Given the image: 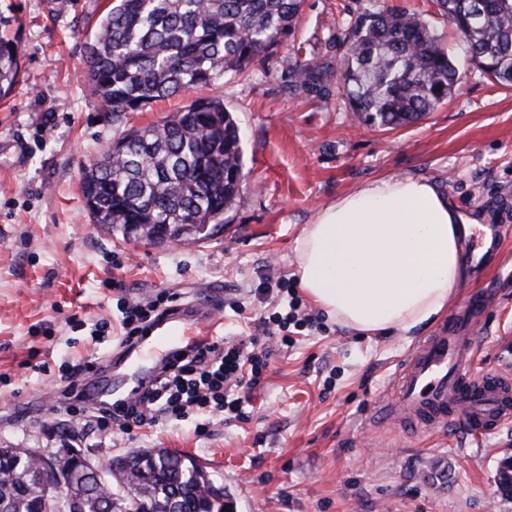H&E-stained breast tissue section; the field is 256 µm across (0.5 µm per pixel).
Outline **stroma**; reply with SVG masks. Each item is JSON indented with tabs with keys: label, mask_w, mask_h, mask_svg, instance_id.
<instances>
[{
	"label": "stroma",
	"mask_w": 512,
	"mask_h": 512,
	"mask_svg": "<svg viewBox=\"0 0 512 512\" xmlns=\"http://www.w3.org/2000/svg\"><path fill=\"white\" fill-rule=\"evenodd\" d=\"M21 71L0 103V446L53 448L71 423L55 391L35 382L116 346L94 345V324L116 321L119 294L166 290L181 302L224 308V333H253L274 310L266 280L297 277V240L318 212L364 184L390 176L435 181L465 217L512 226V87L475 67L452 101L397 129L365 128L336 93L293 88L288 47L252 75L199 89L223 100L244 151L241 205L196 243L123 239L94 224L81 177L113 139L159 124L186 105L175 96L113 119L91 93L84 51L109 0H13ZM387 7L414 10L466 64L453 23L433 0H304L297 39L329 65L339 62L343 18ZM487 298L475 347L480 373H512V234L501 260L465 277L452 308ZM440 326L366 335L323 318L293 347L271 348L247 419L213 417L208 433L173 422L135 434L84 430L82 445L108 461L137 448H169L205 463L235 512H512L498 486L512 457V425L474 435L463 425L421 430L375 414L393 394L410 348Z\"/></svg>",
	"instance_id": "stroma-1"
}]
</instances>
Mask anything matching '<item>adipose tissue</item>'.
<instances>
[{
  "label": "adipose tissue",
  "instance_id": "obj_1",
  "mask_svg": "<svg viewBox=\"0 0 512 512\" xmlns=\"http://www.w3.org/2000/svg\"><path fill=\"white\" fill-rule=\"evenodd\" d=\"M466 223L429 179L370 182L307 225L297 241L300 284L343 326L370 335L410 331L454 299Z\"/></svg>",
  "mask_w": 512,
  "mask_h": 512
}]
</instances>
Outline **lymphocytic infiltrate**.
<instances>
[{"instance_id": "1", "label": "lymphocytic infiltrate", "mask_w": 512, "mask_h": 512, "mask_svg": "<svg viewBox=\"0 0 512 512\" xmlns=\"http://www.w3.org/2000/svg\"><path fill=\"white\" fill-rule=\"evenodd\" d=\"M277 294L279 309L264 318L261 335L232 342L219 337L193 344L165 364L134 400L90 406L88 378L101 366L73 364L59 378L69 400L66 415L83 427L92 426L103 433L117 429L127 434L163 423L188 421L203 433L214 413L244 417L241 392L261 384L269 358L267 342L272 340L288 348L294 342L292 328L309 331L320 325L319 316L303 308L290 280L278 279ZM172 303V295L164 292L144 304L118 300L121 343L145 335Z\"/></svg>"}]
</instances>
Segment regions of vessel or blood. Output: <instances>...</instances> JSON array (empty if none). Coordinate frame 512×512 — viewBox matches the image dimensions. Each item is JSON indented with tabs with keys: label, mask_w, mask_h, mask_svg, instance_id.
<instances>
[{
	"label": "vessel or blood",
	"mask_w": 512,
	"mask_h": 512,
	"mask_svg": "<svg viewBox=\"0 0 512 512\" xmlns=\"http://www.w3.org/2000/svg\"><path fill=\"white\" fill-rule=\"evenodd\" d=\"M505 236L501 224L489 225L480 236H465L466 265L478 271L496 263ZM484 303V297H475L420 340L396 377L394 397L376 407L378 418L429 429L461 423L475 433L512 423V374L475 371V333ZM218 325L211 308L182 305L140 337L133 352L139 360L161 364L182 345L207 339Z\"/></svg>",
	"instance_id": "obj_1"
}]
</instances>
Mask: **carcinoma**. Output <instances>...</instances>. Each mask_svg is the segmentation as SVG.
I'll use <instances>...</instances> for the list:
<instances>
[{
  "mask_svg": "<svg viewBox=\"0 0 512 512\" xmlns=\"http://www.w3.org/2000/svg\"><path fill=\"white\" fill-rule=\"evenodd\" d=\"M303 0H111L87 43V83L119 117L158 100L237 75L295 40ZM451 18L479 71L512 85V0H436ZM12 5L0 8V99L12 92L20 50L11 35ZM337 89L366 127L395 129L448 102L465 74L420 15L401 9L350 19ZM329 64L298 60L292 87L320 92ZM244 152L224 102L197 97L161 125L132 129L84 170L81 190L95 224L124 232L146 224L202 242L224 227V212L243 200ZM54 451L80 512H126L125 478L154 510L176 496L181 512H223L230 505L194 458L138 448L102 466L78 445ZM44 460L0 447V512H59L36 494Z\"/></svg>",
  "mask_w": 512,
  "mask_h": 512,
  "instance_id": "cac0c4a2",
  "label": "carcinoma"
}]
</instances>
